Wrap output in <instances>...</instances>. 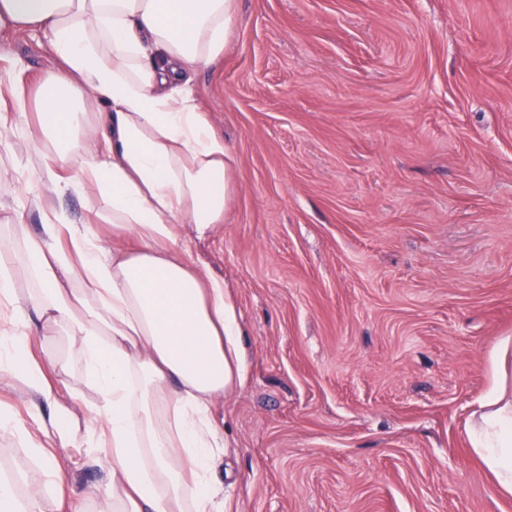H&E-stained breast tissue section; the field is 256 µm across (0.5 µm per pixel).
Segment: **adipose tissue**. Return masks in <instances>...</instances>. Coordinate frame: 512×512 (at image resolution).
<instances>
[{
  "label": "adipose tissue",
  "instance_id": "adipose-tissue-1",
  "mask_svg": "<svg viewBox=\"0 0 512 512\" xmlns=\"http://www.w3.org/2000/svg\"><path fill=\"white\" fill-rule=\"evenodd\" d=\"M237 22L238 0H0V42L35 31L58 61L32 88L22 64L0 72V134L26 130L13 160L36 163L30 203L42 212L39 239L26 236L18 210L22 250L0 245V372L29 396L27 419L1 412L0 433L27 446L57 505L100 497L112 512H224V430L213 407L244 379L243 330L223 279L198 272L181 227L205 233L230 204L231 154L188 75L223 54ZM89 99L97 111H86ZM72 191L100 200L75 222L56 207ZM97 224L136 247L104 248ZM19 263L35 282L23 296ZM64 333L80 337L98 392L87 433L106 472L100 485L75 484L57 455L78 441L74 404L53 400L65 364L45 348ZM489 362L466 434L510 498L512 336ZM23 485L0 475V512H45Z\"/></svg>",
  "mask_w": 512,
  "mask_h": 512
}]
</instances>
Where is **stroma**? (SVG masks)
Returning a JSON list of instances; mask_svg holds the SVG:
<instances>
[{
    "instance_id": "35a3bbf8",
    "label": "stroma",
    "mask_w": 512,
    "mask_h": 512,
    "mask_svg": "<svg viewBox=\"0 0 512 512\" xmlns=\"http://www.w3.org/2000/svg\"><path fill=\"white\" fill-rule=\"evenodd\" d=\"M192 90L234 159L223 223L182 227L248 359L214 409L224 512H512L465 433L512 335V0H239Z\"/></svg>"
}]
</instances>
